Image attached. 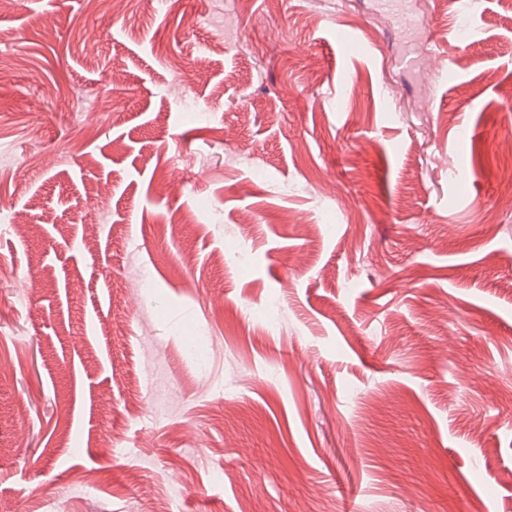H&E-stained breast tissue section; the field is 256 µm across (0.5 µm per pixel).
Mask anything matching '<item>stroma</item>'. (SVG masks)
<instances>
[{
    "mask_svg": "<svg viewBox=\"0 0 512 512\" xmlns=\"http://www.w3.org/2000/svg\"><path fill=\"white\" fill-rule=\"evenodd\" d=\"M406 7L0 13V512H512V0Z\"/></svg>",
    "mask_w": 512,
    "mask_h": 512,
    "instance_id": "obj_1",
    "label": "stroma"
}]
</instances>
